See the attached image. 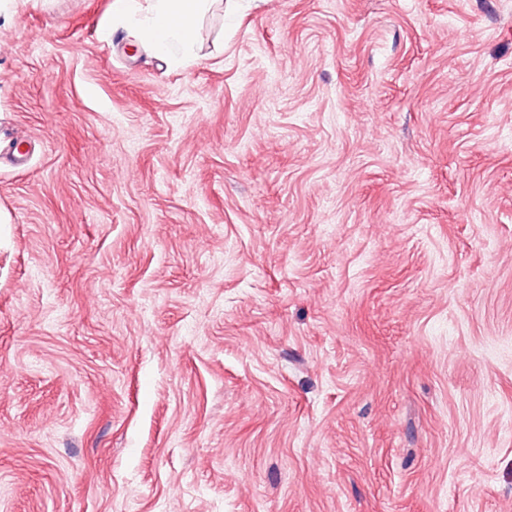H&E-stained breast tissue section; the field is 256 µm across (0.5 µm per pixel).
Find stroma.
Here are the masks:
<instances>
[{
    "label": "stroma",
    "mask_w": 512,
    "mask_h": 512,
    "mask_svg": "<svg viewBox=\"0 0 512 512\" xmlns=\"http://www.w3.org/2000/svg\"><path fill=\"white\" fill-rule=\"evenodd\" d=\"M112 4L0 0V512H512V0ZM212 1L115 0L113 10L117 16L135 19L132 46L144 41L161 55L190 59L196 53L197 21Z\"/></svg>",
    "instance_id": "35a3bbf8"
}]
</instances>
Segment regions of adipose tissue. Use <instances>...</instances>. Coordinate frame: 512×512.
Wrapping results in <instances>:
<instances>
[{
	"mask_svg": "<svg viewBox=\"0 0 512 512\" xmlns=\"http://www.w3.org/2000/svg\"><path fill=\"white\" fill-rule=\"evenodd\" d=\"M212 0H114L117 16L132 17L133 42L149 43L159 54L192 58L196 52V24Z\"/></svg>",
	"mask_w": 512,
	"mask_h": 512,
	"instance_id": "ef3b65f1",
	"label": "adipose tissue"
}]
</instances>
